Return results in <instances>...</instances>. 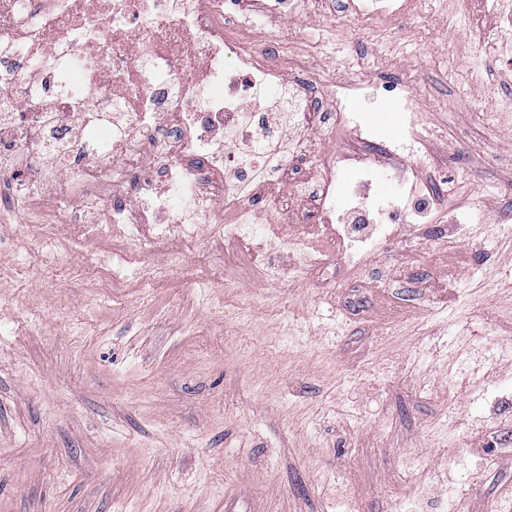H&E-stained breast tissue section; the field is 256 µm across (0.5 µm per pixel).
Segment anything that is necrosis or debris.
<instances>
[{
	"label": "necrosis or debris",
	"instance_id": "4bbe7bcc",
	"mask_svg": "<svg viewBox=\"0 0 512 512\" xmlns=\"http://www.w3.org/2000/svg\"><path fill=\"white\" fill-rule=\"evenodd\" d=\"M225 0H0V176L30 209L52 201L74 239L96 216L189 241L221 213L225 235L258 234L249 206L274 167L309 152L312 124L345 125L347 91L311 110L310 80L241 46ZM265 107H248V98ZM337 155L310 189L336 221Z\"/></svg>",
	"mask_w": 512,
	"mask_h": 512
}]
</instances>
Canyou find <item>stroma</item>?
I'll return each instance as SVG.
<instances>
[{
    "mask_svg": "<svg viewBox=\"0 0 512 512\" xmlns=\"http://www.w3.org/2000/svg\"><path fill=\"white\" fill-rule=\"evenodd\" d=\"M506 22L475 0L460 31L428 0L383 46L342 0H296L266 41L276 59L305 46L288 73L319 74L314 106L347 83L355 119L409 107L418 137L316 131L261 190L260 223L316 236L295 185L338 151L374 177L338 173L337 213L412 168L445 196L440 223L370 215L386 238L318 242L310 267L212 221L187 246L102 214L72 244L46 236L48 211L1 214L0 512H512V127L485 118L512 59L440 54Z\"/></svg>",
    "mask_w": 512,
    "mask_h": 512,
    "instance_id": "1",
    "label": "stroma"
}]
</instances>
